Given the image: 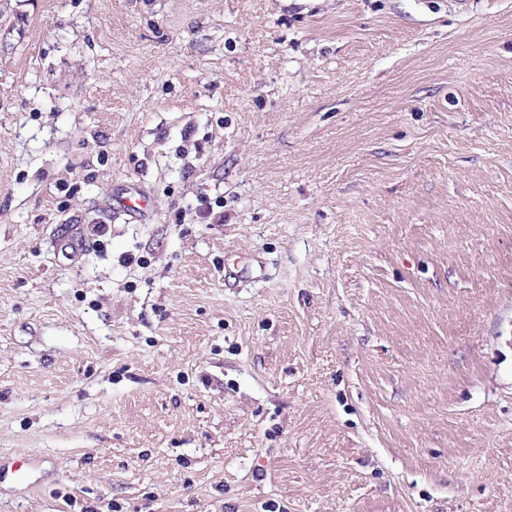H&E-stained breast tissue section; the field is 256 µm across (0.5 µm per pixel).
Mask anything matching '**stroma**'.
Instances as JSON below:
<instances>
[{
  "label": "stroma",
  "mask_w": 512,
  "mask_h": 512,
  "mask_svg": "<svg viewBox=\"0 0 512 512\" xmlns=\"http://www.w3.org/2000/svg\"><path fill=\"white\" fill-rule=\"evenodd\" d=\"M468 3L0 0V512H512V0Z\"/></svg>",
  "instance_id": "1"
}]
</instances>
